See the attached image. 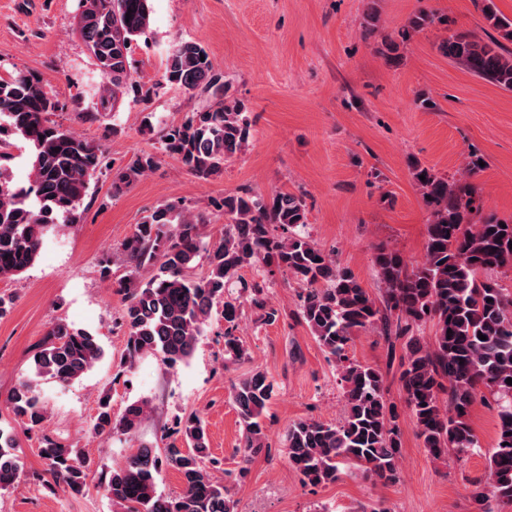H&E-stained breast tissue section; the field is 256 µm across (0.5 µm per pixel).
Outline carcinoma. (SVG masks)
Returning a JSON list of instances; mask_svg holds the SVG:
<instances>
[{"label": "carcinoma", "instance_id": "cac0c4a2", "mask_svg": "<svg viewBox=\"0 0 512 512\" xmlns=\"http://www.w3.org/2000/svg\"><path fill=\"white\" fill-rule=\"evenodd\" d=\"M486 20L512 41V21L499 16L492 0H474ZM131 18H126V13ZM150 0H81L74 32L84 43L101 77L95 111L87 118L117 112L124 102L131 73L132 43L150 29ZM444 55L474 75L512 91V57L496 42L481 43L466 32L448 33L438 44ZM162 80L192 92L199 88L211 101L179 125L164 129L161 150L191 172L208 177L240 153L248 142L252 120L227 100L224 82L213 73L209 57L196 42L176 44L168 53ZM58 102L41 81L17 72L0 78V280L25 272L39 256L48 229L74 223L90 182L101 169L100 145L51 120ZM18 136L30 148L28 187H15L8 176L11 155L5 137ZM156 164L151 155L136 157L117 175L129 184ZM425 180H420V176ZM414 178L430 207L426 253L410 268L395 250L380 245L373 263L383 290L376 302L347 268L319 247L307 231L302 197L275 190L271 195L243 190L224 197V237L205 240L207 218L180 202L157 205L122 244L130 267L118 283L123 297L120 325L126 329L124 362L155 355L168 367L187 361L214 306L224 307V356L246 358L237 335L241 307L248 303L265 324L277 320L263 286L232 291L246 265L273 266L297 280L298 315L319 345L336 362L344 390L345 415L336 424L300 419L288 425L285 454L305 484H332L347 466L370 480H399L401 442L398 414L387 405L385 377L377 369L348 356L356 331L372 330L388 344L389 358L399 359L403 397L424 448L435 460L463 459L481 448L469 422L471 407L482 389L498 405L499 430L484 475L473 482L478 512H489L492 500L512 502V294L490 277L512 267V221L484 216L474 198L457 182L425 167ZM204 275L191 272L201 255ZM431 323L434 336L423 342L420 327ZM452 334H447V330ZM486 339H479V335ZM401 354H396V345ZM104 350L91 334L63 321L53 323L44 344L33 355L32 376L11 393L15 418L36 426L44 420L35 394L42 380L67 384L81 378ZM274 385L255 370L232 385L231 400L242 427L241 465L217 479L202 421L193 416L178 424L187 447L171 443L159 457L140 448L112 468L103 489L120 512H236L231 486L245 481L252 458L269 450L265 414ZM146 402L128 404L112 414L110 402L99 401L91 422L94 434H133ZM14 437L0 428V489L12 486L24 463ZM51 475L72 495L86 492L87 467L79 448L46 437L39 448ZM180 475L181 491H157L161 465Z\"/></svg>", "mask_w": 512, "mask_h": 512}]
</instances>
